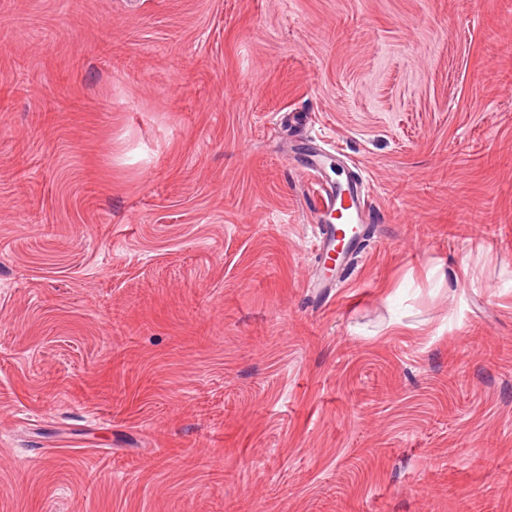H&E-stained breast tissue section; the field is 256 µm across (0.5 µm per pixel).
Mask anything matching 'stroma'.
I'll list each match as a JSON object with an SVG mask.
<instances>
[{
    "mask_svg": "<svg viewBox=\"0 0 512 512\" xmlns=\"http://www.w3.org/2000/svg\"><path fill=\"white\" fill-rule=\"evenodd\" d=\"M0 512H512V0H0ZM318 197L310 202L312 210L319 221L323 216L330 215L340 207L347 210V221L353 228V232L347 237L342 251L337 250L336 224H320L319 236L315 245L316 257L325 265L327 261H337L340 255L361 248L366 232L363 224L370 213L369 195L365 192L363 183L358 180L348 181L346 184L334 183L326 180L325 183H316ZM320 215V216H319ZM355 228L357 233H355ZM334 254L337 257L334 258Z\"/></svg>",
    "mask_w": 512,
    "mask_h": 512,
    "instance_id": "1",
    "label": "stroma"
}]
</instances>
